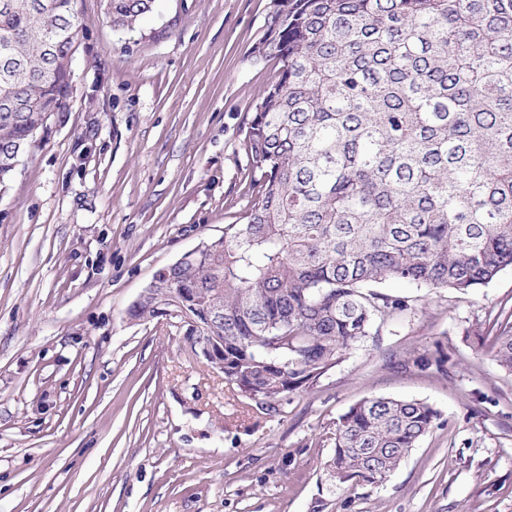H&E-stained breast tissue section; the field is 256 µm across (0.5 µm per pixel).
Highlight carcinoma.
Instances as JSON below:
<instances>
[{"label": "carcinoma", "mask_w": 512, "mask_h": 512, "mask_svg": "<svg viewBox=\"0 0 512 512\" xmlns=\"http://www.w3.org/2000/svg\"><path fill=\"white\" fill-rule=\"evenodd\" d=\"M0 8V99L68 107L76 0ZM156 0H106L134 28ZM254 63L279 68L243 138L247 203L224 235L152 278L131 320L177 302L224 350V384L266 413L307 390L409 297L469 292L512 267V0H276ZM47 115L0 111V189L14 141ZM218 312L224 321L208 323ZM494 357L512 373V324ZM417 400L365 397L336 422L333 478L382 482L439 426Z\"/></svg>", "instance_id": "obj_1"}]
</instances>
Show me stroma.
Segmentation results:
<instances>
[{"label": "stroma", "mask_w": 512, "mask_h": 512, "mask_svg": "<svg viewBox=\"0 0 512 512\" xmlns=\"http://www.w3.org/2000/svg\"><path fill=\"white\" fill-rule=\"evenodd\" d=\"M69 106L0 198V512H512V267L410 306L270 416L231 397L182 330L127 311L155 272L243 212L248 56L270 0H158L134 30L77 0ZM444 351V369L413 359ZM366 396L440 414L381 484L330 476ZM492 350L499 365L512 373V323L495 336Z\"/></svg>", "instance_id": "35a3bbf8"}]
</instances>
